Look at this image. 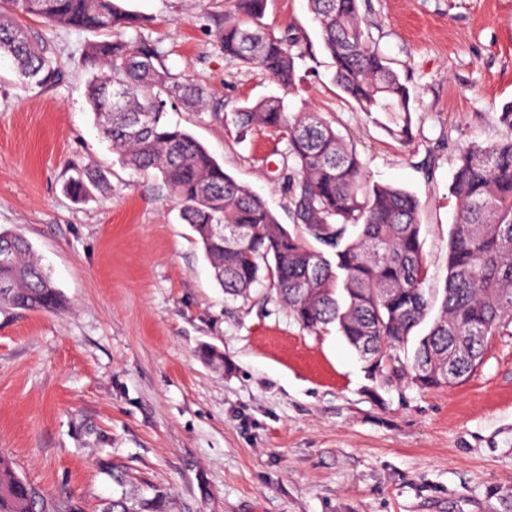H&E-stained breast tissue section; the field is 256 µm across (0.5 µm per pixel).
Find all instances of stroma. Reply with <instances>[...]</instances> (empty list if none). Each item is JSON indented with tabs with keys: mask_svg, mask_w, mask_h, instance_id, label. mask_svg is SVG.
<instances>
[{
	"mask_svg": "<svg viewBox=\"0 0 512 512\" xmlns=\"http://www.w3.org/2000/svg\"><path fill=\"white\" fill-rule=\"evenodd\" d=\"M168 69L208 109L170 108L282 224L275 165L287 145L239 138L226 112L278 87L214 46L229 0H127ZM372 41L406 80L414 137L401 144L334 85L307 0H267L262 24L301 38V96L356 148L371 181L416 195L429 288L448 275L460 151L512 136V0H365ZM22 24L63 78L38 88L0 63V229L22 234L61 292L57 313L0 307V454L80 512L122 491L168 512H512V325L460 384L423 390L369 370L334 327L303 329L268 290L230 300L150 175L122 168L93 124L82 56L99 35ZM109 187L78 202L74 168ZM213 348L220 357L205 360ZM120 467L127 487L113 483Z\"/></svg>",
	"mask_w": 512,
	"mask_h": 512,
	"instance_id": "35a3bbf8",
	"label": "stroma"
}]
</instances>
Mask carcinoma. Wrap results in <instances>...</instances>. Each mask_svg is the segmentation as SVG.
Instances as JSON below:
<instances>
[{"label":"carcinoma","mask_w":512,"mask_h":512,"mask_svg":"<svg viewBox=\"0 0 512 512\" xmlns=\"http://www.w3.org/2000/svg\"><path fill=\"white\" fill-rule=\"evenodd\" d=\"M123 2L0 0V60H10L26 84L62 77L50 45L19 22L22 15L103 35L83 56L95 125L120 165L153 174L177 204L226 296L246 297L264 278L300 326L335 327L371 368L377 356L400 362L396 352L413 341L408 366L415 385L439 388L467 377L489 338L512 323V137L460 152L449 186L457 214L448 276L443 291L426 289L418 199L367 180L353 146L306 102L288 111L286 98L300 93L301 44L294 34L277 37L256 24L267 0H235L214 43L224 57L260 70L282 91L245 101L224 121L242 138L263 127L286 141L281 189L292 208L291 228L191 133L168 122V108L178 102L190 111L206 109L207 93L170 72L141 34L145 18ZM308 2L334 63V84L373 121L385 115L387 134L409 143V88L372 45L361 0ZM104 181L100 173L76 168L65 189L83 201ZM436 304L428 332L413 335ZM0 305L48 312L64 306L30 243L6 231H0ZM0 512L75 509L22 478L1 455ZM110 512L166 510L160 497L133 501L124 493L112 500Z\"/></svg>","instance_id":"1"}]
</instances>
